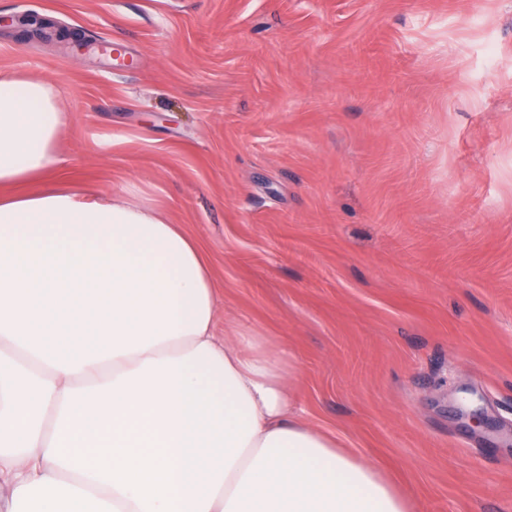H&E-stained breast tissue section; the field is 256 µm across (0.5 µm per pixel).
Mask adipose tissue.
<instances>
[{
  "label": "adipose tissue",
  "instance_id": "1",
  "mask_svg": "<svg viewBox=\"0 0 512 512\" xmlns=\"http://www.w3.org/2000/svg\"><path fill=\"white\" fill-rule=\"evenodd\" d=\"M50 80L0 74V487L9 512H413L293 412L286 347L219 334L198 242L60 186Z\"/></svg>",
  "mask_w": 512,
  "mask_h": 512
}]
</instances>
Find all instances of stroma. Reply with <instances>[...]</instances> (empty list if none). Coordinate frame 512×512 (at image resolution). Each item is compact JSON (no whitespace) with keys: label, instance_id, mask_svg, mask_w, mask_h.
I'll return each instance as SVG.
<instances>
[{"label":"stroma","instance_id":"obj_1","mask_svg":"<svg viewBox=\"0 0 512 512\" xmlns=\"http://www.w3.org/2000/svg\"><path fill=\"white\" fill-rule=\"evenodd\" d=\"M36 15L82 53L27 36ZM61 181L141 188L308 426L415 512H512V0H0ZM487 416L474 428L468 409Z\"/></svg>","mask_w":512,"mask_h":512}]
</instances>
